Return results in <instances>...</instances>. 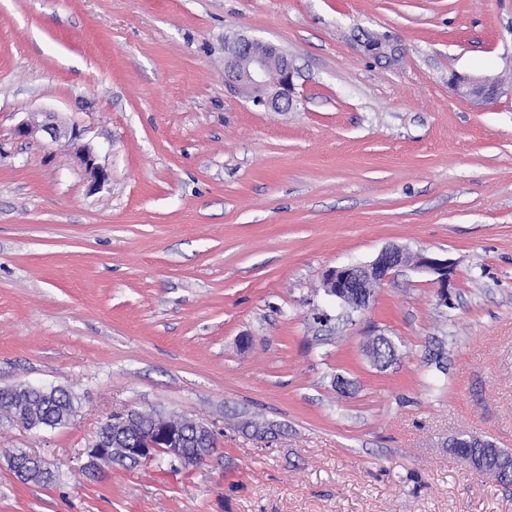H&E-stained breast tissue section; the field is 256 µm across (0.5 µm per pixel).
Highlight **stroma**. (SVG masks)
I'll list each match as a JSON object with an SVG mask.
<instances>
[{"label":"stroma","instance_id":"35a3bbf8","mask_svg":"<svg viewBox=\"0 0 512 512\" xmlns=\"http://www.w3.org/2000/svg\"><path fill=\"white\" fill-rule=\"evenodd\" d=\"M240 35L294 59L292 109L225 86ZM454 73L501 89L474 104ZM48 113L63 136L16 135ZM393 244L453 262V307L407 266L345 316L326 271ZM22 384L77 415L0 414V512H512L448 448L512 452V0H0V388ZM127 409L217 449L88 471ZM75 150V154L78 160L84 166L86 171L91 175L93 181L92 186L97 187L101 184H104L108 178V174L96 163L95 155L90 147L86 145L75 144ZM44 405V415L51 428L66 425L67 423L62 421L63 415L74 416L75 413L72 397L67 391H62L56 399L44 401Z\"/></svg>","mask_w":512,"mask_h":512}]
</instances>
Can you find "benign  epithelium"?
Returning <instances> with one entry per match:
<instances>
[{
  "instance_id": "1",
  "label": "benign epithelium",
  "mask_w": 512,
  "mask_h": 512,
  "mask_svg": "<svg viewBox=\"0 0 512 512\" xmlns=\"http://www.w3.org/2000/svg\"><path fill=\"white\" fill-rule=\"evenodd\" d=\"M297 77L298 68L288 54L272 43L239 36L225 51V84L253 107L265 112H283L293 107ZM452 84L458 94L473 99L488 100L499 91L496 83L465 77L454 78ZM75 150L78 160L91 175L92 186L105 183L108 174L96 163L90 147L77 144ZM410 262L418 270L433 276V283L438 286V304L444 307L453 305L448 292L453 263L428 252L412 255L397 245L382 249L369 263L348 264L329 270L324 278V290L327 295L346 303L350 311L362 312L368 308L376 286L388 280L393 271ZM140 417L148 418L150 426L141 443L128 448L120 431L127 422ZM158 449L186 466L200 463L212 452L210 448L183 447L181 428L172 424L167 416L132 409L112 418L100 428L94 443L86 450V467L96 471L114 459L141 461L151 458ZM9 464L24 476L29 468L39 465V462L26 453L10 456Z\"/></svg>"
}]
</instances>
